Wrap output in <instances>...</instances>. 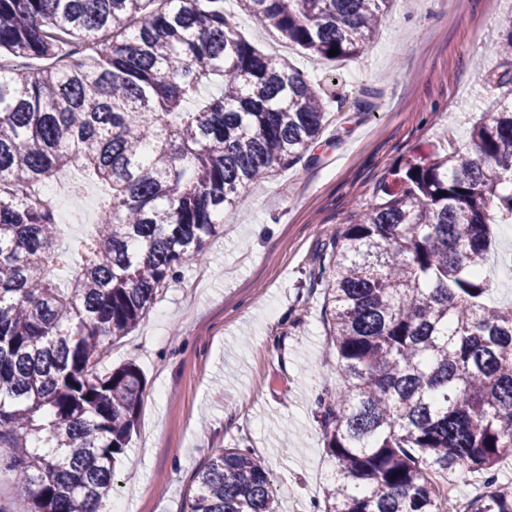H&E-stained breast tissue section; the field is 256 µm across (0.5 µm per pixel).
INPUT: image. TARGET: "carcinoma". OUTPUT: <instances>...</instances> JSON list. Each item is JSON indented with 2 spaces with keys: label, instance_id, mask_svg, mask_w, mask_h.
<instances>
[{
  "label": "carcinoma",
  "instance_id": "1",
  "mask_svg": "<svg viewBox=\"0 0 512 512\" xmlns=\"http://www.w3.org/2000/svg\"><path fill=\"white\" fill-rule=\"evenodd\" d=\"M320 58L365 53L393 0H237ZM496 53L512 85V28ZM215 85L218 93L200 98ZM328 122L320 89L238 34L224 0H0V512H100L144 377L102 370L241 192L298 161ZM109 186L62 252L40 189L74 168ZM512 224V97L468 143L412 154L330 243L337 382L322 415L324 512H442L434 476L477 473L466 512H512V306L486 262ZM187 512H278L251 448L195 475ZM489 300L499 306H509L512 303V267L510 275L503 273L501 279L490 276ZM498 287V288H494Z\"/></svg>",
  "mask_w": 512,
  "mask_h": 512
}]
</instances>
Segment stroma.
<instances>
[{
  "label": "stroma",
  "mask_w": 512,
  "mask_h": 512,
  "mask_svg": "<svg viewBox=\"0 0 512 512\" xmlns=\"http://www.w3.org/2000/svg\"><path fill=\"white\" fill-rule=\"evenodd\" d=\"M262 53L335 84L330 119L293 165L250 186L148 316L117 341L104 369L143 372L139 425L103 512H183L194 477L215 452L249 446L267 464L278 512H313L333 473L320 399L338 366L328 305L316 278L333 236L388 172L469 130L506 93L484 83L512 24V0H393L360 58L326 60L289 47L242 14Z\"/></svg>",
  "instance_id": "35a3bbf8"
}]
</instances>
